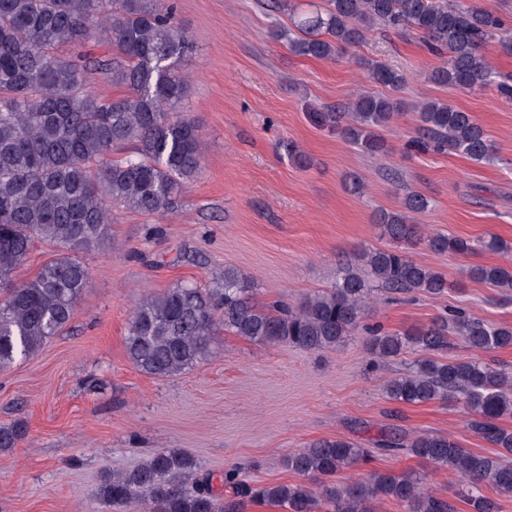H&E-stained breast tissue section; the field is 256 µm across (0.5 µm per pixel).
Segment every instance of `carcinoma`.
<instances>
[{
	"label": "carcinoma",
	"instance_id": "1",
	"mask_svg": "<svg viewBox=\"0 0 512 512\" xmlns=\"http://www.w3.org/2000/svg\"><path fill=\"white\" fill-rule=\"evenodd\" d=\"M375 28L417 34L444 58L430 79L464 90L497 83L484 55L500 37L498 12L455 0H328V8L303 16L296 30H279L299 56L332 59L362 43ZM103 31L123 61L112 82L126 93L105 97L87 91L84 60L57 55L80 47ZM188 32L172 17L169 0H0V369L38 351L71 320L86 287L89 270L74 252L109 241L110 206L159 216L174 208L189 181L201 173L203 142L197 121L181 111L189 86L183 67L192 56ZM368 80L392 91L405 77L378 61H366ZM499 84V83H497ZM512 99V85L499 84ZM401 107L391 96L366 95L317 121L339 132L362 151L386 150L380 131ZM423 136L408 146L436 153L458 152L478 163L495 159L483 127L469 112L444 100L420 111ZM131 154L114 158L123 145ZM429 205L409 193L401 208L382 211L378 224L393 249L362 254L364 272L346 266L335 286L296 307L264 309L253 303L252 283L236 269L205 286L180 284L148 295L136 306L125 338L131 363L158 377H172L210 352L224 331L256 342L289 343L329 350L360 328L375 293L420 291L438 296L448 279L415 261L409 249L425 242L437 253L467 254L481 246L509 251L496 236L474 243L461 237L428 235L413 214ZM40 238L61 250L36 276L18 284L13 271ZM472 276L512 290V266H478ZM459 341L482 353L512 346V326L494 325L462 308L448 310L414 334L374 328L371 354L396 359L413 347L412 367L389 379L387 397L418 405L453 401L470 416L471 428L502 452L484 456L460 447L444 434H416L392 427L376 447L405 450L466 485L471 512H498L496 497L512 494V431L498 419L512 413V377L480 359L440 361ZM25 435L21 424L0 427V448L15 447ZM369 459V450L338 437L319 440L286 456L285 466L299 481L251 485L229 469L221 477L202 475L189 454L161 449L137 467L103 476L100 499L117 512H244L248 502H267L287 512H376L388 498L404 512H453V506L426 492L413 473L375 472L366 480L333 484L326 478Z\"/></svg>",
	"mask_w": 512,
	"mask_h": 512
}]
</instances>
